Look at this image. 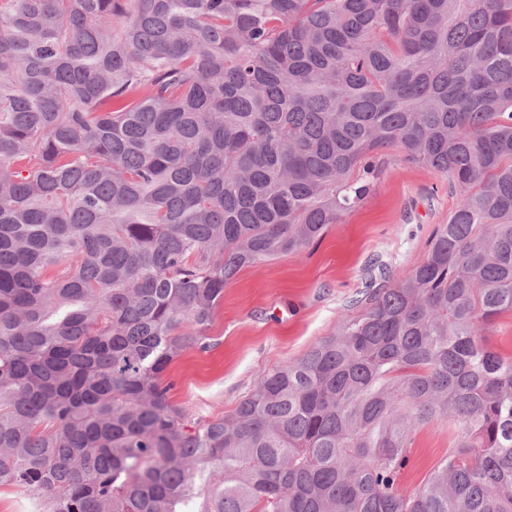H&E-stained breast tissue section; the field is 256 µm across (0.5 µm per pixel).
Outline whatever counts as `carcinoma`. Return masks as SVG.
<instances>
[{
  "mask_svg": "<svg viewBox=\"0 0 512 512\" xmlns=\"http://www.w3.org/2000/svg\"><path fill=\"white\" fill-rule=\"evenodd\" d=\"M460 201L230 414L169 364L385 149ZM512 0H0V486L49 512H512ZM462 440L414 491L417 427ZM486 340L503 356H512V312H504L494 320Z\"/></svg>",
  "mask_w": 512,
  "mask_h": 512,
  "instance_id": "obj_1",
  "label": "carcinoma"
}]
</instances>
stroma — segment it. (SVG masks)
Listing matches in <instances>:
<instances>
[{
    "mask_svg": "<svg viewBox=\"0 0 512 512\" xmlns=\"http://www.w3.org/2000/svg\"><path fill=\"white\" fill-rule=\"evenodd\" d=\"M379 164L367 197L312 245L243 268L225 286L205 331L207 350H185L165 372L173 384L170 400L188 421L231 413L261 373L334 335L343 320L363 311L369 283L383 285L380 267L402 278L425 258L458 194L447 177L397 150H384ZM459 441L447 423L420 427L402 487L415 490Z\"/></svg>",
    "mask_w": 512,
    "mask_h": 512,
    "instance_id": "1",
    "label": "stroma"
}]
</instances>
